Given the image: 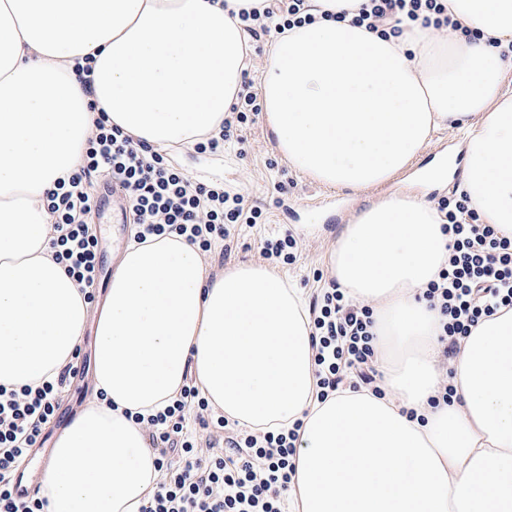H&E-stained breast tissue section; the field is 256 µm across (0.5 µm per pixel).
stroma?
<instances>
[{
  "instance_id": "35a3bbf8",
  "label": "stroma",
  "mask_w": 512,
  "mask_h": 512,
  "mask_svg": "<svg viewBox=\"0 0 512 512\" xmlns=\"http://www.w3.org/2000/svg\"><path fill=\"white\" fill-rule=\"evenodd\" d=\"M436 137L447 138L449 159L454 162L453 173L438 180H425L428 169V151H421L412 165L399 172L387 183L368 189L342 190L343 203L336 215H325L319 223H304L302 217L311 196L319 194L321 183L297 172L277 151L274 136L265 119H258L244 132L250 148L240 153L237 146L228 145L223 155L209 156L195 151L193 146L182 147L175 160L189 174L200 180H219L236 190L249 193L262 201L268 209L267 224L242 233L224 261V268L241 263H259L263 256L260 240L268 235L292 231L302 244V254L296 265L281 269L280 274L303 296H311L317 287L314 272H322L324 281L333 278L329 263L330 253L345 224L350 223L369 205L392 196H412L434 204L450 197L460 188L459 168L466 152V136L456 127L436 130Z\"/></svg>"
}]
</instances>
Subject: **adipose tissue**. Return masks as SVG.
I'll return each mask as SVG.
<instances>
[{
	"label": "adipose tissue",
	"instance_id": "ef3b65f1",
	"mask_svg": "<svg viewBox=\"0 0 512 512\" xmlns=\"http://www.w3.org/2000/svg\"><path fill=\"white\" fill-rule=\"evenodd\" d=\"M330 16L272 43L265 119L293 168L364 189L406 168L443 125L467 132L462 190L512 237V97L502 94L512 0H448L459 29L396 37ZM248 0H0V384L54 377L96 321L97 398L55 439L45 512H142L156 452L135 415L176 398L193 371L210 405L257 430L302 420L293 512H512V310L481 322L441 383L440 316L416 300L446 255L437 212L405 196L347 224L330 254L339 287L374 304L391 396L318 401L306 304L274 269L210 273L193 245L128 246L91 313L48 248L46 190L81 159L94 109L159 149L218 128L246 67ZM478 31L469 38L465 29ZM93 56L92 93L74 72ZM423 414L408 418L407 409Z\"/></svg>",
	"mask_w": 512,
	"mask_h": 512
}]
</instances>
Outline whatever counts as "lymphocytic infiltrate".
I'll return each mask as SVG.
<instances>
[{
  "label": "lymphocytic infiltrate",
  "instance_id": "1",
  "mask_svg": "<svg viewBox=\"0 0 512 512\" xmlns=\"http://www.w3.org/2000/svg\"><path fill=\"white\" fill-rule=\"evenodd\" d=\"M241 19L247 37L256 40L312 23L315 16L309 0H262L242 12ZM353 21L386 38L405 23L443 28L451 19L447 0H363ZM262 110L252 79L243 78L223 123L195 142V149L219 154L225 144L243 143L244 130ZM103 173L122 184L133 240L139 244L153 236L179 237L223 260L227 253L220 243H231L242 228L267 221L261 202L218 181H192L168 154L134 140L107 112L98 111L80 164L46 193L52 258L83 285L89 301L99 276L101 245L88 222L96 212L95 186ZM436 211L447 257L423 298L443 317L442 357L450 360L480 321L512 309V238L483 223L467 197L440 200ZM308 314L318 400L346 390L385 397L373 308L332 282L311 297ZM85 373V361L76 353L53 379L37 386L0 385V512H44L39 495H13L12 478L42 447L43 431L59 411L63 391ZM198 426L224 436L222 445L204 458L197 453ZM145 428L158 453L160 481L144 512H287L296 428L239 426L211 408L190 374L177 398L146 417Z\"/></svg>",
  "mask_w": 512,
  "mask_h": 512
}]
</instances>
